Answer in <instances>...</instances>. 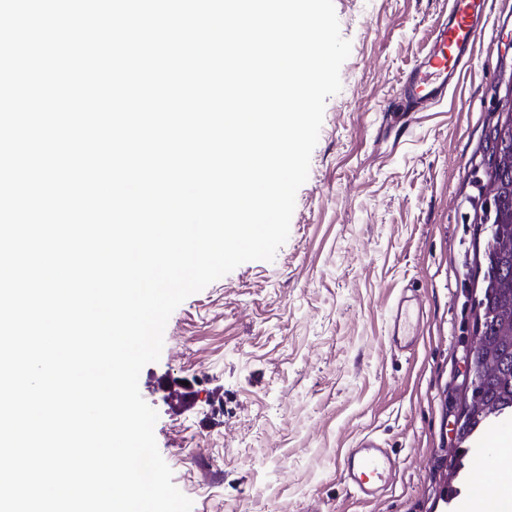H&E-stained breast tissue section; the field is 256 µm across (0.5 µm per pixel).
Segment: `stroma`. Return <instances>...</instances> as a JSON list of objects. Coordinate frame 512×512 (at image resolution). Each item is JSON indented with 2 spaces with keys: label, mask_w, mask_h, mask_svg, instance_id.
Returning <instances> with one entry per match:
<instances>
[{
  "label": "stroma",
  "mask_w": 512,
  "mask_h": 512,
  "mask_svg": "<svg viewBox=\"0 0 512 512\" xmlns=\"http://www.w3.org/2000/svg\"><path fill=\"white\" fill-rule=\"evenodd\" d=\"M448 0H334L351 53L326 100L290 234L170 316L139 376L154 434L192 512H456L441 500L464 394L478 271L475 183L489 156L512 0H489L470 75L409 119L389 107ZM424 312L391 351L397 296ZM396 453L393 486L339 482L365 434Z\"/></svg>",
  "instance_id": "35a3bbf8"
}]
</instances>
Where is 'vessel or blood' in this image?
<instances>
[{
  "instance_id": "1",
  "label": "vessel or blood",
  "mask_w": 512,
  "mask_h": 512,
  "mask_svg": "<svg viewBox=\"0 0 512 512\" xmlns=\"http://www.w3.org/2000/svg\"><path fill=\"white\" fill-rule=\"evenodd\" d=\"M487 7V0H448L447 16L436 24L428 48L416 56L401 82L400 99L406 110L435 105L464 81L474 58L477 37L486 24ZM421 315L418 302L405 295L398 298L388 336L391 350H414ZM396 469L397 459L392 450L366 436L344 452L339 477L349 492L371 501L386 494ZM474 496L483 499L485 512H501L496 495L477 483L472 485L470 496L458 498L457 512H467Z\"/></svg>"
}]
</instances>
